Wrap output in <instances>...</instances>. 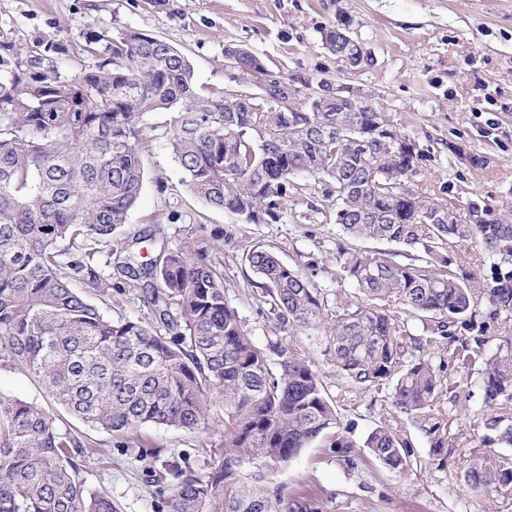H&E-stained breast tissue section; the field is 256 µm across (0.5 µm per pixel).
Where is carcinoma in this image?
I'll use <instances>...</instances> for the list:
<instances>
[{"label": "carcinoma", "instance_id": "carcinoma-1", "mask_svg": "<svg viewBox=\"0 0 512 512\" xmlns=\"http://www.w3.org/2000/svg\"><path fill=\"white\" fill-rule=\"evenodd\" d=\"M325 44L343 63L359 52L342 28L326 32ZM120 46L121 64L110 59L69 82L20 66L0 74V358L115 435L122 454L138 447L131 433L141 424L197 429L217 395L224 458L204 475L185 457L165 461L158 479L172 487L168 512H314L276 478L328 434L350 469L361 447L391 470H413L410 440L390 424L352 439L293 342L252 340L218 267L152 235L123 236L144 182L139 124L172 110L173 161L213 208L277 223L296 196L294 179L327 185L346 236L336 243V280L352 285L336 291L335 311L272 250L245 255L283 331L326 343L348 387L391 389L394 418L418 429L432 454L463 435L512 448V206L470 200L463 224L459 199L420 196L409 176L424 150L370 100L343 112H257L199 90L188 58L158 37ZM256 63L244 52L236 70L252 78ZM69 85L85 111L59 91ZM467 240L489 259L480 278L465 271L458 247ZM143 242L158 255L137 270ZM103 254L120 276L149 286L156 326L113 320L92 300L122 289L97 267ZM475 368L483 407L452 435L446 408L460 385L451 373L466 381ZM91 453L90 441L40 406L0 395V512H116L108 494L79 481L78 459ZM465 481L511 488L512 455L472 458Z\"/></svg>", "mask_w": 512, "mask_h": 512}]
</instances>
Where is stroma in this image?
<instances>
[{
    "label": "stroma",
    "instance_id": "obj_1",
    "mask_svg": "<svg viewBox=\"0 0 512 512\" xmlns=\"http://www.w3.org/2000/svg\"><path fill=\"white\" fill-rule=\"evenodd\" d=\"M336 27L371 52L370 68L346 71L328 51L324 34ZM127 31L181 50L197 86L211 92L229 83L224 52L230 47L257 55L286 78L298 104L325 82L364 89L403 136L429 152L410 178L413 189L435 199L466 192L492 205L512 200V0H0V69L38 63L72 80L107 58L102 48L87 52L91 37ZM172 125L169 111L143 117L138 148L144 184L126 234L156 230L167 248L216 263L227 298L258 345L283 332L259 301L256 277L243 259L254 246L276 252L335 306L338 229L323 186L306 189L280 222L233 220L185 186L169 146ZM143 295L137 286L116 290L100 307L115 319L150 323L154 317ZM295 341L353 438L392 421L408 436L418 466L403 474L365 455L350 469L321 439L278 476L288 494L312 499L319 512H512V489L465 485L464 472L479 447L462 441L446 458L433 457L420 431L393 419L386 392L345 386L324 343L302 335ZM0 394L40 405L61 428L105 449V456L83 464L79 479L87 489H106L118 512H167L145 464L114 453L115 436L71 415L33 375L0 361ZM133 437L141 447L159 450L160 460L185 454L205 473L224 454V408L210 402L204 427L193 432L146 423Z\"/></svg>",
    "mask_w": 512,
    "mask_h": 512
}]
</instances>
